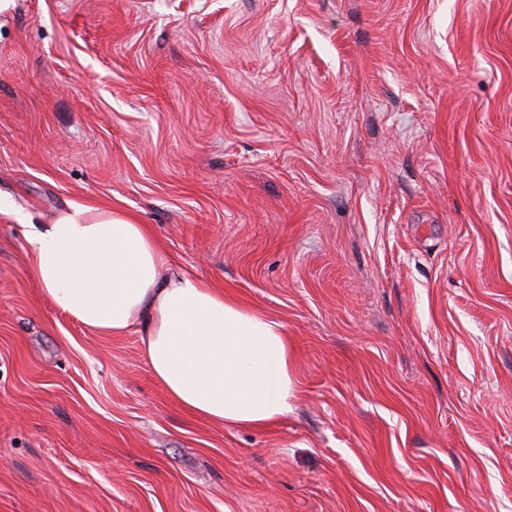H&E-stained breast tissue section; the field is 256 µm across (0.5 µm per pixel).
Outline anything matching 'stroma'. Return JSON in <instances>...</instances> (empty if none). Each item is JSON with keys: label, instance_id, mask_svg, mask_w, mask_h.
Masks as SVG:
<instances>
[{"label": "stroma", "instance_id": "obj_1", "mask_svg": "<svg viewBox=\"0 0 512 512\" xmlns=\"http://www.w3.org/2000/svg\"><path fill=\"white\" fill-rule=\"evenodd\" d=\"M0 201V512H512V0H15ZM72 203L280 319L288 416L57 311Z\"/></svg>", "mask_w": 512, "mask_h": 512}]
</instances>
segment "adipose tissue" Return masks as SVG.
I'll return each instance as SVG.
<instances>
[{"label":"adipose tissue","instance_id":"adipose-tissue-1","mask_svg":"<svg viewBox=\"0 0 512 512\" xmlns=\"http://www.w3.org/2000/svg\"><path fill=\"white\" fill-rule=\"evenodd\" d=\"M31 268L61 312L103 335L138 333L146 364L193 416L241 428L285 418L294 381L284 323L212 281L166 270L149 225L70 205L32 233Z\"/></svg>","mask_w":512,"mask_h":512}]
</instances>
